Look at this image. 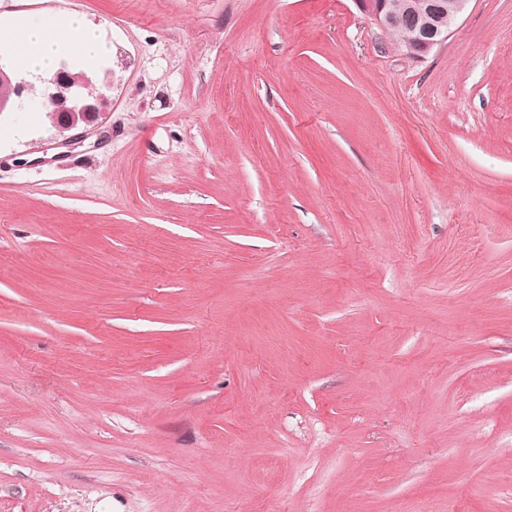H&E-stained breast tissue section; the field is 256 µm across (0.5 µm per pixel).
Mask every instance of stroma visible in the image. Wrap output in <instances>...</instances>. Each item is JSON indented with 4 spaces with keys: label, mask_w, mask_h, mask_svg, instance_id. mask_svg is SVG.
Listing matches in <instances>:
<instances>
[{
    "label": "stroma",
    "mask_w": 512,
    "mask_h": 512,
    "mask_svg": "<svg viewBox=\"0 0 512 512\" xmlns=\"http://www.w3.org/2000/svg\"><path fill=\"white\" fill-rule=\"evenodd\" d=\"M41 3L112 90L0 116V512H512V0ZM354 1L389 36L393 31L404 30L407 54L414 59H423L447 41L469 0Z\"/></svg>",
    "instance_id": "1"
}]
</instances>
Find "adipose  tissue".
<instances>
[{
  "label": "adipose tissue",
  "mask_w": 512,
  "mask_h": 512,
  "mask_svg": "<svg viewBox=\"0 0 512 512\" xmlns=\"http://www.w3.org/2000/svg\"><path fill=\"white\" fill-rule=\"evenodd\" d=\"M7 39L19 52L26 69L46 77L54 74L56 62L62 55H76L84 65L90 66L103 52L95 30L75 15L59 23L13 26L7 32Z\"/></svg>",
  "instance_id": "obj_1"
}]
</instances>
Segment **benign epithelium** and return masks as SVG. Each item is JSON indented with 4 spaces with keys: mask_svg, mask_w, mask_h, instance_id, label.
Instances as JSON below:
<instances>
[{
    "mask_svg": "<svg viewBox=\"0 0 512 512\" xmlns=\"http://www.w3.org/2000/svg\"><path fill=\"white\" fill-rule=\"evenodd\" d=\"M358 8L386 34L406 32L405 50L414 59H423L435 47L447 41L451 28L463 12L468 0H355ZM68 70L62 67L50 78L41 77L44 104L60 132L81 125L97 124L106 105L102 92L89 91L91 86L109 85L110 72L81 75L68 85L61 84Z\"/></svg>",
    "mask_w": 512,
    "mask_h": 512,
    "instance_id": "obj_1",
    "label": "benign epithelium"
}]
</instances>
